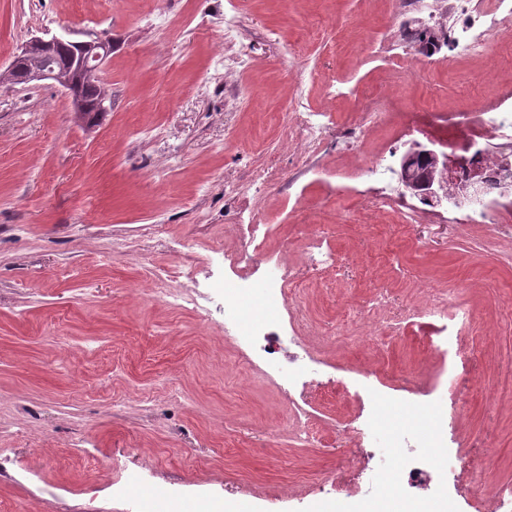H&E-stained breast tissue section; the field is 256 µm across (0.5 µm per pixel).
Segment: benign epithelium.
<instances>
[{
    "label": "benign epithelium",
    "mask_w": 512,
    "mask_h": 512,
    "mask_svg": "<svg viewBox=\"0 0 512 512\" xmlns=\"http://www.w3.org/2000/svg\"><path fill=\"white\" fill-rule=\"evenodd\" d=\"M112 53V35L87 32L85 38L53 36L33 37L13 56L5 70H0V84L15 86L49 80L71 94L76 84L97 87L96 111L108 112L111 99L101 83L103 64ZM399 181L412 195L431 204L452 196L447 190L448 157L416 142L400 160Z\"/></svg>",
    "instance_id": "1"
}]
</instances>
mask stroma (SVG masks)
I'll use <instances>...</instances> for the list:
<instances>
[{
  "label": "stroma",
  "mask_w": 512,
  "mask_h": 512,
  "mask_svg": "<svg viewBox=\"0 0 512 512\" xmlns=\"http://www.w3.org/2000/svg\"><path fill=\"white\" fill-rule=\"evenodd\" d=\"M237 19L235 42L224 18ZM422 19L398 0H0V67L35 36L106 32L103 79L112 110L76 118L45 82L0 86V505L5 512H168L164 492L198 489L226 505L269 512L247 482L300 496L281 512H319L361 490L363 449L327 433L356 406L346 384L366 366L387 380L438 371L426 331L356 345L348 327L374 283L395 280L421 303L427 288L474 308L455 422L471 453L462 497L489 481L512 484V264L465 224L360 221L358 153L331 129L312 172H298L301 108L338 121L368 113L393 128L390 105L458 112L461 89L492 96L485 66L436 45L404 82L388 60L405 53ZM250 65L241 68L240 56ZM276 158L285 177L255 189L251 171ZM273 225L276 241L317 234L347 264L304 297L315 324L339 332L307 401V441L288 424V397L239 361L224 336V300L205 315L151 300L148 267L188 253L232 251L228 224ZM158 239L143 252L146 228ZM145 473L129 503L105 474ZM348 493L326 500L324 486Z\"/></svg>",
  "instance_id": "35a3bbf8"
}]
</instances>
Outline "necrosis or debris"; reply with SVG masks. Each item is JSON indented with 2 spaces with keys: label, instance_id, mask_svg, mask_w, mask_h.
<instances>
[{
  "label": "necrosis or debris",
  "instance_id": "obj_1",
  "mask_svg": "<svg viewBox=\"0 0 512 512\" xmlns=\"http://www.w3.org/2000/svg\"><path fill=\"white\" fill-rule=\"evenodd\" d=\"M408 6L427 21L446 15L445 40L460 56L495 59L498 38L512 30V0H407ZM304 148L298 162L307 167L323 151L330 117L309 109L293 113ZM405 131L430 136L443 131L447 139L451 182L481 181L479 197L441 210L408 194L401 184L389 181L390 162L385 155L365 161L361 175L367 185L359 204L362 210L391 217L396 224H482L494 220L492 233L484 240L495 247L499 237L512 236V93H505L493 106L479 112L437 113L407 109ZM236 243L225 255L224 335L234 341L240 359L250 369L271 381L294 400L302 411V397L319 374L321 347L333 339L315 330L300 301L302 286L327 267L340 266L339 253L325 248L321 237L312 235L301 243L302 259L293 263L268 256L264 244L271 234L268 224H230L226 227ZM383 316L361 344L371 347L378 335L402 327L425 326L431 331V346L441 357L455 360L463 351L474 313L466 305L450 303L440 290H429L424 304L410 306L390 301L389 289L376 285ZM355 395L361 404L358 415L343 425L340 434L358 448L386 451L374 474L371 491L403 489L432 483L433 495L446 500L447 512H457L456 485L469 468V455L457 436L449 432L461 407L455 395H444L442 382L420 385L403 380L408 406L418 419L417 429L386 425L392 403L385 383L373 368L358 373Z\"/></svg>",
  "mask_w": 512,
  "mask_h": 512
}]
</instances>
